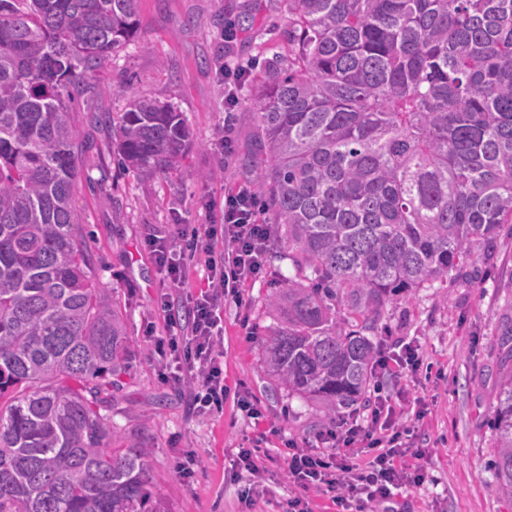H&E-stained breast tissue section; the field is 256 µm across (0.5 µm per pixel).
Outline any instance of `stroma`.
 <instances>
[{
  "mask_svg": "<svg viewBox=\"0 0 512 512\" xmlns=\"http://www.w3.org/2000/svg\"><path fill=\"white\" fill-rule=\"evenodd\" d=\"M140 27L94 70L90 89L71 103L83 148L72 205L77 234L92 257L95 279L120 306L128 338L125 374L110 391L112 424L121 445L144 443L151 507L158 512H284L300 494L289 482L284 459L289 446L319 448L339 420L365 419L356 412L327 415L322 407L271 386L260 358L279 323L267 298L296 270L288 251L275 246L265 271L246 283L241 302L226 300L222 411L198 414L189 383H176L153 337L166 333L161 309L165 271L151 256L154 230L220 221L225 194L248 183L245 161L254 151L256 77L269 63L288 61L286 0H139ZM249 26L225 42L224 30L238 16ZM246 70L233 111L224 104V64ZM168 103L188 122L191 144L178 167L145 175L119 167L112 125L129 93ZM234 143L225 158L223 134ZM512 321V224L493 247L458 277L425 284L387 307L372 333L379 348L416 347L423 362L416 378L381 377L384 389L403 399L421 398L420 414L405 417L419 455L422 484L401 489L393 512H512V498L496 490L490 417L500 381L499 337ZM247 396L261 410L243 414ZM248 448L262 481L233 464Z\"/></svg>",
  "mask_w": 512,
  "mask_h": 512,
  "instance_id": "stroma-1",
  "label": "stroma"
}]
</instances>
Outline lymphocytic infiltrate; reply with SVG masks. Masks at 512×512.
<instances>
[{
	"label": "lymphocytic infiltrate",
	"mask_w": 512,
	"mask_h": 512,
	"mask_svg": "<svg viewBox=\"0 0 512 512\" xmlns=\"http://www.w3.org/2000/svg\"><path fill=\"white\" fill-rule=\"evenodd\" d=\"M256 194L241 186L224 197V221L184 230L176 237L149 239L156 262L167 272L168 285L180 287L187 263L205 267L207 288L193 298L186 331H178L173 300L162 310L168 335L156 337L158 352H170L184 361L193 390V403L204 411L221 409L227 396L219 361L220 312L225 298H239L243 285L259 276L267 262L270 234L258 219ZM390 397L376 396L368 423L343 422L328 433L332 452L301 449L290 452L285 467L291 481L302 489L334 493L336 502L353 499L365 504L389 499L395 490L419 483L422 468L396 464L397 445L404 431L395 424ZM367 444L375 455L365 466L350 461L351 448Z\"/></svg>",
	"instance_id": "1"
}]
</instances>
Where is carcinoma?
<instances>
[{
    "label": "carcinoma",
    "instance_id": "1",
    "mask_svg": "<svg viewBox=\"0 0 512 512\" xmlns=\"http://www.w3.org/2000/svg\"><path fill=\"white\" fill-rule=\"evenodd\" d=\"M138 0H0V512H146L149 450L113 448L124 317L94 281L71 193L66 99L139 28ZM288 67L257 76L247 164L296 276L266 300L272 384L352 410L368 336L402 294L460 272L512 224V0H288ZM117 162L175 168L190 132L132 94ZM345 315L336 316V306ZM492 413L512 496V325Z\"/></svg>",
    "mask_w": 512,
    "mask_h": 512
}]
</instances>
